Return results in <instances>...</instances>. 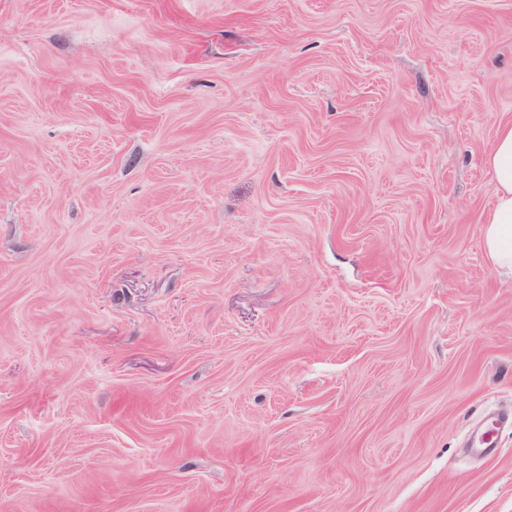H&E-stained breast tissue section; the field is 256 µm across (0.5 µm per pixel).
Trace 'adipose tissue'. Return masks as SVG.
Returning a JSON list of instances; mask_svg holds the SVG:
<instances>
[{
  "label": "adipose tissue",
  "instance_id": "obj_1",
  "mask_svg": "<svg viewBox=\"0 0 512 512\" xmlns=\"http://www.w3.org/2000/svg\"><path fill=\"white\" fill-rule=\"evenodd\" d=\"M484 164L495 184V202L480 226V235L492 263L512 270V123L500 125Z\"/></svg>",
  "mask_w": 512,
  "mask_h": 512
}]
</instances>
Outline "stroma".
<instances>
[{
	"label": "stroma",
	"mask_w": 512,
	"mask_h": 512,
	"mask_svg": "<svg viewBox=\"0 0 512 512\" xmlns=\"http://www.w3.org/2000/svg\"><path fill=\"white\" fill-rule=\"evenodd\" d=\"M508 120L512 0H0V512H512ZM484 164L495 183V202L481 223L480 235L492 263L512 270V123L500 125Z\"/></svg>",
	"instance_id": "stroma-1"
}]
</instances>
